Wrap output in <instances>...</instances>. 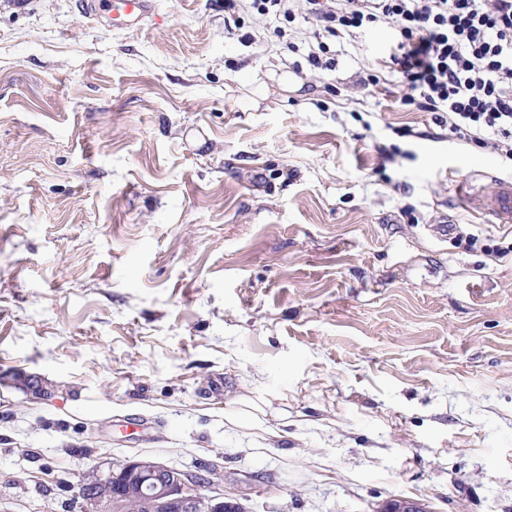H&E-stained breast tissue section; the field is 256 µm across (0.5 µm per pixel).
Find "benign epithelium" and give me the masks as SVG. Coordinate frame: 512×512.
<instances>
[{
    "mask_svg": "<svg viewBox=\"0 0 512 512\" xmlns=\"http://www.w3.org/2000/svg\"><path fill=\"white\" fill-rule=\"evenodd\" d=\"M208 479L188 474L152 457L115 462L104 474L79 486L84 512H130L137 504L147 512H244L235 498L207 496L198 485ZM381 512H420L419 503L391 499Z\"/></svg>",
    "mask_w": 512,
    "mask_h": 512,
    "instance_id": "1",
    "label": "benign epithelium"
}]
</instances>
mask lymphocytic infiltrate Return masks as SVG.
Here are the masks:
<instances>
[{"instance_id": "lymphocytic-infiltrate-1", "label": "lymphocytic infiltrate", "mask_w": 512, "mask_h": 512, "mask_svg": "<svg viewBox=\"0 0 512 512\" xmlns=\"http://www.w3.org/2000/svg\"><path fill=\"white\" fill-rule=\"evenodd\" d=\"M302 5L315 21L318 70L334 65L328 42L386 26L394 34L391 69L404 99L444 112L467 144L512 159V0H251L261 15L288 16Z\"/></svg>"}]
</instances>
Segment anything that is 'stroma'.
Segmentation results:
<instances>
[{
  "label": "stroma",
  "instance_id": "stroma-1",
  "mask_svg": "<svg viewBox=\"0 0 512 512\" xmlns=\"http://www.w3.org/2000/svg\"><path fill=\"white\" fill-rule=\"evenodd\" d=\"M158 12L0 0V512L137 456L247 512H512V225L458 201L512 160L401 105L391 30L320 71L303 9ZM155 0H86L79 2V7L90 17L98 18L101 13L120 20L117 27L135 29L148 18L156 15Z\"/></svg>",
  "mask_w": 512,
  "mask_h": 512
}]
</instances>
